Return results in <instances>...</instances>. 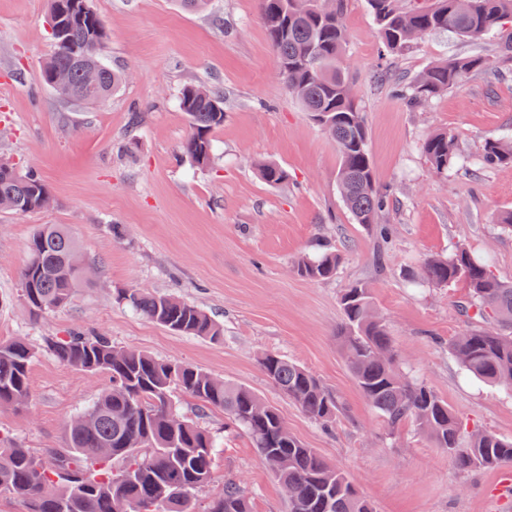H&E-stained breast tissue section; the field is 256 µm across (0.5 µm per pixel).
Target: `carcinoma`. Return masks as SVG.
I'll return each instance as SVG.
<instances>
[{"instance_id":"cac0c4a2","label":"carcinoma","mask_w":512,"mask_h":512,"mask_svg":"<svg viewBox=\"0 0 512 512\" xmlns=\"http://www.w3.org/2000/svg\"><path fill=\"white\" fill-rule=\"evenodd\" d=\"M408 2L403 6L402 2ZM322 0H258L259 19L276 55L279 73L303 110L338 147L337 181L355 223L376 226L381 239L389 228L377 224L388 207L390 191L376 182L367 148L363 109L350 91L345 50L348 30L344 0L324 9ZM368 0L385 52L400 56L423 35L446 32L471 42L497 37L501 64L481 54L458 56L432 64L420 76L393 83L396 96L416 109L458 86L473 72L494 81L512 77V0ZM54 18L52 56L44 62L42 82L54 87L60 72L68 74L78 94L56 90L82 104L102 101L122 84V73L105 62L107 31L90 0H50ZM97 44L92 63H83V49ZM191 133L183 153L197 166L213 158V132L224 125V93L214 86L186 84L178 96ZM431 169L446 174L454 166L493 168L512 163V129L484 145L470 158L458 152L449 131L429 135L422 145ZM262 178L277 186L288 180L278 165H261ZM52 195L34 168L25 172L0 161V209L26 215L50 207ZM78 244L62 224L40 225L27 245L20 275L22 293L34 316L66 306L84 284L70 268ZM340 257L333 252L304 255L294 264L309 281L336 276ZM461 281L467 296L459 313L475 325L456 337L451 349L461 368L476 380L512 391V283L497 279L486 259L458 245L448 254L425 259L416 283L446 286ZM116 301L150 321L182 336L218 341L224 326L204 309L168 294L136 288L120 289ZM343 321L338 336L349 370L365 400L389 430L412 422L461 473L512 465V439L490 432H467L462 421L427 384L400 373L392 339L376 315L369 289L354 284L342 290ZM43 348L59 362L110 380L96 400L67 427V447L40 452L19 448L0 438V496L23 501L26 512H252L248 492L235 480L198 508L196 496L213 481L216 436L180 412L189 397L204 414L221 410L227 424L245 431L261 459L282 486L296 492L289 512H374L349 476L330 465L314 448L288 431L276 408L251 390L224 382L195 366L156 359L112 344L102 334L70 331L48 336ZM36 356L21 340L0 341V407L31 395L30 366ZM259 364L278 387L323 430L336 426L341 404L312 372L285 357L269 353ZM177 415L180 422L172 420Z\"/></svg>"}]
</instances>
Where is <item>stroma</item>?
Segmentation results:
<instances>
[{
  "instance_id": "obj_1",
  "label": "stroma",
  "mask_w": 512,
  "mask_h": 512,
  "mask_svg": "<svg viewBox=\"0 0 512 512\" xmlns=\"http://www.w3.org/2000/svg\"><path fill=\"white\" fill-rule=\"evenodd\" d=\"M108 32L106 58L125 73L104 102L81 106L41 80L53 51L50 0H0V159L37 169L53 197L45 211H0V341L21 338L37 351L31 398L23 410L0 411V436L36 451L62 448L70 419L108 385L59 362L43 349L48 336L72 329L104 333L115 345L197 366L247 387L276 407L289 430L330 464L346 470L376 512H512V467L463 476L441 449L411 425L388 433L358 389L336 340L337 295L352 282L374 291L400 355V369L431 386L467 431L512 437V394L470 381L450 350L470 327L457 301L463 283L413 286L409 273L428 256L462 245L490 258L512 282V234L493 218L512 210V165L434 174L421 145L447 130L460 151L478 153L512 128V80L482 73L412 111L375 73L381 41L366 0H346L350 81L365 106L368 148L392 204L381 221L393 242L354 223L340 197L335 142L303 112L278 73L258 17L257 0H212L201 12L178 0H90ZM495 40L428 35L393 59V77L411 78L457 55L495 58ZM188 83L224 93V124L214 157L196 167L181 152L190 127L178 105ZM141 113L139 127L131 116ZM282 167L272 186L258 166ZM42 224L68 225L94 280L71 303L42 318L28 314L20 271L26 246ZM122 225L121 238L112 235ZM341 256L336 279L312 282L293 262L322 251ZM120 288L175 295L214 315L224 337L181 336L118 305ZM274 352L316 374L342 401L325 433L269 383L259 366ZM221 450L207 502L225 478L242 482L253 512H288L274 472L243 431H225L224 414L200 418Z\"/></svg>"
}]
</instances>
